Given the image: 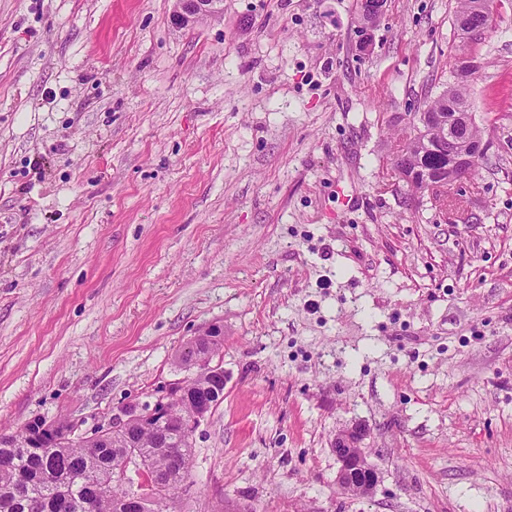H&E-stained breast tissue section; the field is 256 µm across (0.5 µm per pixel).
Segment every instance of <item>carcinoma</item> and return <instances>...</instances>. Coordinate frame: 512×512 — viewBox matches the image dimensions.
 <instances>
[{
	"label": "carcinoma",
	"instance_id": "obj_1",
	"mask_svg": "<svg viewBox=\"0 0 512 512\" xmlns=\"http://www.w3.org/2000/svg\"><path fill=\"white\" fill-rule=\"evenodd\" d=\"M472 76L463 66L454 71V81L426 111L420 113L417 135L402 150L397 162L407 184L415 190L430 186L431 179L448 185L456 181L458 168L448 150L447 138L461 137L460 150L483 140L471 119L469 83ZM218 392L214 402L224 400L223 387L213 388L211 378L196 374L186 380L183 394L170 396V418L138 435V447H126L118 436L103 443L80 439L57 441L42 428L0 434V512H119L118 504L132 487L121 477L129 456L134 463L154 470L160 478L148 512H176V492L190 475L192 446L188 432L195 401ZM171 441L168 448L154 447L156 434Z\"/></svg>",
	"mask_w": 512,
	"mask_h": 512
}]
</instances>
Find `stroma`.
<instances>
[{"label":"stroma","mask_w":512,"mask_h":512,"mask_svg":"<svg viewBox=\"0 0 512 512\" xmlns=\"http://www.w3.org/2000/svg\"><path fill=\"white\" fill-rule=\"evenodd\" d=\"M175 6L0 0V433L155 401L220 325L184 512H512V0L476 37L460 0ZM464 54L489 148L412 190ZM178 7L174 15L176 25L188 24L191 19L207 15L214 11V6L222 0H176ZM361 441L358 429L344 430L336 436L333 449L340 463L336 480L343 489L367 495L376 487L378 473L363 453Z\"/></svg>","instance_id":"35a3bbf8"}]
</instances>
